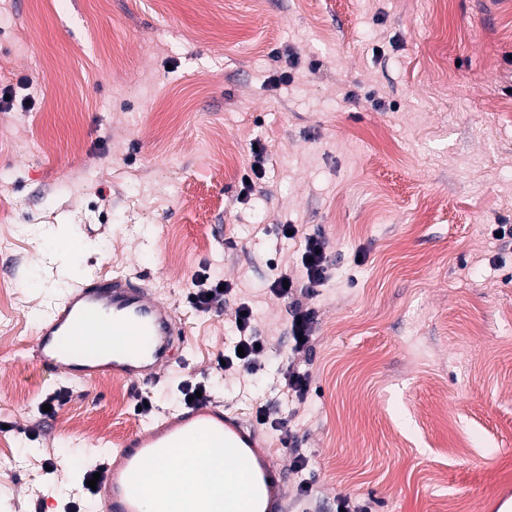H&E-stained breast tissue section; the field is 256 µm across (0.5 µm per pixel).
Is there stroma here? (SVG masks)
Masks as SVG:
<instances>
[{
    "label": "stroma",
    "instance_id": "1",
    "mask_svg": "<svg viewBox=\"0 0 512 512\" xmlns=\"http://www.w3.org/2000/svg\"><path fill=\"white\" fill-rule=\"evenodd\" d=\"M7 86L0 512H92L96 438L142 422L136 387L74 388L33 353L43 308L116 271L185 327L147 389L154 414L189 381L244 423L286 421L309 466L289 469L285 512L512 504V237L493 236L512 225V0H0ZM255 144L265 175L246 193ZM306 234L325 238L328 274L302 300L313 342L296 355L270 283L300 276ZM201 271L231 288L205 312L186 300ZM244 303L265 350L250 375H218ZM292 358L311 372L302 403L270 391Z\"/></svg>",
    "mask_w": 512,
    "mask_h": 512
}]
</instances>
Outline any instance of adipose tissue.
Masks as SVG:
<instances>
[{"label":"adipose tissue","mask_w":512,"mask_h":512,"mask_svg":"<svg viewBox=\"0 0 512 512\" xmlns=\"http://www.w3.org/2000/svg\"><path fill=\"white\" fill-rule=\"evenodd\" d=\"M162 480L170 512H203L211 501L220 502L221 512H240L248 492L245 476L226 459L207 449H191L177 465L149 463L143 480L153 484Z\"/></svg>","instance_id":"1"}]
</instances>
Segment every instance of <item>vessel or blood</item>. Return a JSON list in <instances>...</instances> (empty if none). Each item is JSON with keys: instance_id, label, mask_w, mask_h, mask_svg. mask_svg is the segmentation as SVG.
<instances>
[{"instance_id": "b4317fda", "label": "vessel or blood", "mask_w": 512, "mask_h": 512, "mask_svg": "<svg viewBox=\"0 0 512 512\" xmlns=\"http://www.w3.org/2000/svg\"><path fill=\"white\" fill-rule=\"evenodd\" d=\"M183 333L173 305L153 293L143 277L97 274L66 289L42 312L34 356L85 387L105 373L134 386L156 384L172 365L175 340ZM256 439V427L208 402L164 422L144 421L124 439H103L92 493L96 512H164L165 501L144 484L143 471L158 459L178 461L184 449L195 447L230 457L246 471L252 499L242 512H279L284 472Z\"/></svg>"}]
</instances>
